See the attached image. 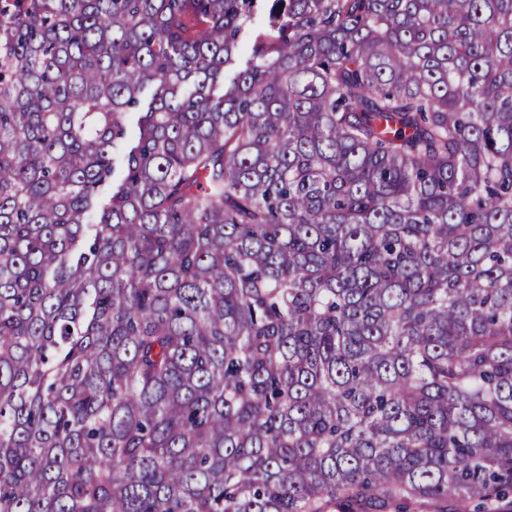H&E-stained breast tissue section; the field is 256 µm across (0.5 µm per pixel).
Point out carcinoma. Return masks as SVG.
Returning a JSON list of instances; mask_svg holds the SVG:
<instances>
[{"instance_id":"cac0c4a2","label":"carcinoma","mask_w":512,"mask_h":512,"mask_svg":"<svg viewBox=\"0 0 512 512\" xmlns=\"http://www.w3.org/2000/svg\"><path fill=\"white\" fill-rule=\"evenodd\" d=\"M414 505L512 508V0H0V512Z\"/></svg>"}]
</instances>
